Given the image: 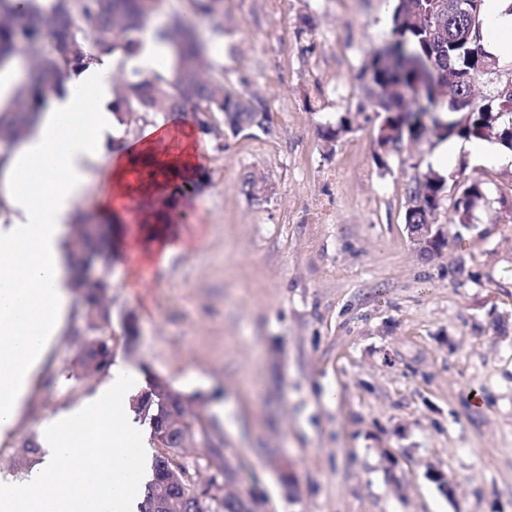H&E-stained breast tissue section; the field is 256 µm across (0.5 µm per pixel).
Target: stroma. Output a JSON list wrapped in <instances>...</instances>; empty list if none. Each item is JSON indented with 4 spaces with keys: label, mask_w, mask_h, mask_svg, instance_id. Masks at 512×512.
<instances>
[{
    "label": "stroma",
    "mask_w": 512,
    "mask_h": 512,
    "mask_svg": "<svg viewBox=\"0 0 512 512\" xmlns=\"http://www.w3.org/2000/svg\"><path fill=\"white\" fill-rule=\"evenodd\" d=\"M396 4L224 0V85L264 91L271 130L201 135L202 178L165 267L117 251L95 266L112 283L114 357L203 396L238 489L264 512H512V161L464 155L442 172L446 244L422 254L406 189L443 139L430 130L378 160L362 76ZM248 173L266 182L262 202ZM472 183L484 197L462 225ZM74 357L69 336L51 344L0 439V479H26L18 441L97 387L67 377ZM483 197L484 194L479 184L472 183L465 187L462 191V197L455 207L456 223L469 224L472 210Z\"/></svg>",
    "instance_id": "stroma-1"
}]
</instances>
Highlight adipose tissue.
I'll return each instance as SVG.
<instances>
[{"label": "adipose tissue", "mask_w": 512, "mask_h": 512, "mask_svg": "<svg viewBox=\"0 0 512 512\" xmlns=\"http://www.w3.org/2000/svg\"><path fill=\"white\" fill-rule=\"evenodd\" d=\"M158 24L136 53L113 54L75 76L38 112L17 146L0 156V432L13 429L48 349L72 306L71 227L95 195L105 224L120 225L128 250L164 264L178 248L170 211L177 183L198 177L201 146L176 122L123 137L112 111L117 66L159 71ZM157 210H138L142 200Z\"/></svg>", "instance_id": "obj_1"}]
</instances>
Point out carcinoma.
I'll return each mask as SVG.
<instances>
[{"instance_id":"1","label":"carcinoma","mask_w":512,"mask_h":512,"mask_svg":"<svg viewBox=\"0 0 512 512\" xmlns=\"http://www.w3.org/2000/svg\"><path fill=\"white\" fill-rule=\"evenodd\" d=\"M160 0H0V69L9 66L21 50L28 80L15 89L0 113V149L8 151L21 138L30 118L50 96L61 92L75 72L121 49L135 52L139 35ZM484 0H476L470 13L453 14L443 0H397L391 18L390 38L372 56L368 69L369 91L382 115L378 146L391 149L403 136L419 140L424 128L419 113L447 114V137L487 141L512 152V82L501 85L494 96L474 106L454 109L429 84L426 104L410 109L407 94L435 72L471 70L470 55L485 50ZM194 13L210 20L212 40L224 36L223 0H193ZM172 56L173 78L160 75L127 80L113 73L115 111L126 125L147 122V116L182 112L193 104L198 129L215 139L226 132L238 134L259 128L269 132L266 97L248 88L236 92L224 87V68L208 50L187 16L173 14L161 32ZM442 178L433 173L427 181L413 178L408 188L405 222L421 224L425 213L436 209ZM484 198L480 185L462 191L455 207L456 223L468 224L472 210ZM88 219L76 226L77 287L82 290V324L72 332L74 376L91 379L112 366V284L104 277L91 280L85 261L103 255L104 237L92 235ZM136 416L148 423L156 444L154 476L146 486L138 512H242L246 495L226 487L224 474L235 473L226 462L224 440L215 436L204 414L202 399L176 390L159 376L148 379L132 404ZM211 442L199 461L187 459L188 450Z\"/></svg>"}]
</instances>
